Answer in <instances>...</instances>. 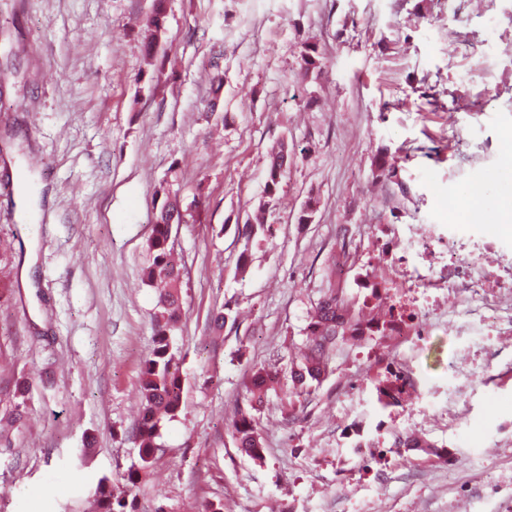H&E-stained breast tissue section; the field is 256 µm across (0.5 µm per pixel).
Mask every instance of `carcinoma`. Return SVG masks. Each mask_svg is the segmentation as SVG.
Here are the masks:
<instances>
[{"label": "carcinoma", "instance_id": "obj_1", "mask_svg": "<svg viewBox=\"0 0 512 512\" xmlns=\"http://www.w3.org/2000/svg\"><path fill=\"white\" fill-rule=\"evenodd\" d=\"M165 13V0H155L153 14L144 25L142 36L147 59L154 57L162 34V18ZM302 60L305 72L321 69V54L318 47L310 42L303 43ZM294 152L288 142L282 140L270 153V163L264 193L273 199L281 179L288 173L293 163ZM397 175L394 164L388 160L387 152H381L376 159L375 180L381 181ZM155 198L161 201L155 221L151 224V234L147 247L151 263L144 270L146 285L157 292L155 310L151 316V346L143 359L138 383L142 399V414L133 431L137 443L139 460L124 474L125 486L120 488L107 477L98 480L92 498L95 512H136L134 499L130 498L132 488L139 484L153 467L158 455L163 452L160 437V424L165 419L174 418L182 408L184 378L181 372L182 357L173 343V336L180 328L182 300L179 284L183 267L171 244L173 229L188 223L187 214L199 207V200L182 208L177 193L164 180L154 190ZM270 226L250 220L236 225L237 237L244 240L239 254L236 271L244 273L249 266V250L253 241L264 237ZM233 307L224 304L213 309L210 327L213 335L220 336L224 327L236 324ZM359 327V317L355 302L343 301L336 297V286L326 280V291L309 310V332L299 358L291 361L285 394L290 402H300L313 395L323 380L331 372V359L336 345L348 336H354ZM280 382L278 373L259 370L250 381L252 402L248 407H238L231 425V435L238 450L253 460L265 456L264 439L260 435L255 415L256 404L262 402L269 387Z\"/></svg>", "mask_w": 512, "mask_h": 512}]
</instances>
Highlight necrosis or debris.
Returning a JSON list of instances; mask_svg holds the SVG:
<instances>
[{
  "label": "necrosis or debris",
  "mask_w": 512,
  "mask_h": 512,
  "mask_svg": "<svg viewBox=\"0 0 512 512\" xmlns=\"http://www.w3.org/2000/svg\"><path fill=\"white\" fill-rule=\"evenodd\" d=\"M337 278L358 288L364 309H385L393 351L370 359L395 401L378 429L414 410L422 392L419 359L437 331L512 338V254L491 237L447 224H374L349 239Z\"/></svg>",
  "instance_id": "1"
}]
</instances>
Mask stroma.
<instances>
[{"instance_id":"stroma-1","label":"stroma","mask_w":512,"mask_h":512,"mask_svg":"<svg viewBox=\"0 0 512 512\" xmlns=\"http://www.w3.org/2000/svg\"><path fill=\"white\" fill-rule=\"evenodd\" d=\"M153 5L0 0V419H16L0 430V512H87L97 480L137 462L129 432L156 305L142 270L154 188L172 170L183 202H201L173 232L184 402L133 491L138 512L204 500L224 512H512V346L492 336L433 337L423 360L425 406L451 388L462 410L427 436L447 469L404 448L379 463L337 447L349 408L377 409L373 391L336 384L367 371L378 339L338 345L305 408L268 392L263 461L230 435L253 371L287 375L304 345L337 225L452 224L512 252V233L473 223L464 202L473 187L487 209L512 196L499 178L512 161V0H167L149 64L140 32ZM307 40L324 54L309 74ZM281 140L297 157L268 203ZM462 142L477 164L460 166ZM383 150L398 174L379 184ZM21 169L40 193L28 224ZM260 207L273 231L241 276L234 226ZM227 302L237 323L213 336L209 314ZM464 348L471 367L453 373Z\"/></svg>"}]
</instances>
